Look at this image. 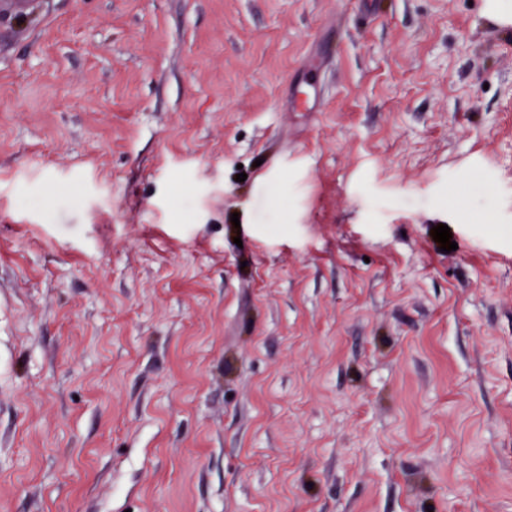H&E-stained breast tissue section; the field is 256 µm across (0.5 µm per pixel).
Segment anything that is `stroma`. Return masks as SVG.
I'll use <instances>...</instances> for the list:
<instances>
[{
  "instance_id": "stroma-1",
  "label": "stroma",
  "mask_w": 512,
  "mask_h": 512,
  "mask_svg": "<svg viewBox=\"0 0 512 512\" xmlns=\"http://www.w3.org/2000/svg\"><path fill=\"white\" fill-rule=\"evenodd\" d=\"M485 5L0 15V512H512Z\"/></svg>"
}]
</instances>
